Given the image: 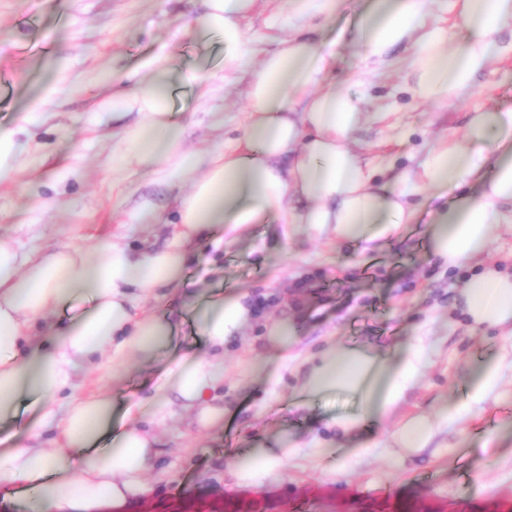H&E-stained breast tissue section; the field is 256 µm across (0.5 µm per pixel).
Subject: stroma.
<instances>
[{"mask_svg": "<svg viewBox=\"0 0 512 512\" xmlns=\"http://www.w3.org/2000/svg\"><path fill=\"white\" fill-rule=\"evenodd\" d=\"M370 0H337L336 12L313 38L336 40L331 74L352 86L358 72L350 34ZM204 0H0V130L15 141L14 169L0 178V236L23 252L48 246H94L123 237L130 248L164 247L174 201L192 177L163 181L155 162L113 153L114 134L138 119L112 110L113 77H142L144 64L166 48L171 98L185 131L181 148L222 147L242 118L237 94L198 101L178 83L183 72L218 70L220 33L198 27ZM411 49L394 47L364 92L368 117L357 143L381 179L416 167L444 137L462 139L471 112L512 107V57L476 79L472 94L446 105L417 102L407 66ZM429 215L408 225L390 247L372 253L331 235L300 228L252 225L225 246L223 258L194 249L183 287L166 294L173 329L151 359L128 354L121 380L112 371L79 370L76 395L111 388L112 423L127 409L160 438L168 478L137 512H512V383L481 415L448 424L441 416L458 401L470 366L498 354L494 333L473 331L454 306L473 267L447 270L429 257ZM304 277L310 299L298 324L299 341L273 344L268 325L288 316V298ZM245 295L264 316L224 345V421L198 430L190 414L163 409L170 368L208 346L184 304V290ZM421 342V375L388 420L373 432L374 447H333L326 424L354 410L344 393L297 400L305 361L326 346L389 349ZM436 430L427 448L391 446L392 433L412 417ZM260 448H285L281 477L260 487L232 484L242 458Z\"/></svg>", "mask_w": 512, "mask_h": 512, "instance_id": "stroma-1", "label": "stroma"}]
</instances>
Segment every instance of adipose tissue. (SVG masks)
<instances>
[{
    "label": "adipose tissue",
    "instance_id": "ef3b65f1",
    "mask_svg": "<svg viewBox=\"0 0 512 512\" xmlns=\"http://www.w3.org/2000/svg\"><path fill=\"white\" fill-rule=\"evenodd\" d=\"M435 2L375 0L360 15L352 45L368 68L383 63L396 45L415 42L423 59L413 92L422 102L442 104L470 93L477 74L512 55V43L499 41L512 26V0H452L460 30L453 45ZM258 3L205 0L203 24L223 34L224 65L208 77L191 72L182 79L207 95L240 89L247 102L240 132L222 149L180 151L183 129L170 107L166 52L154 56L148 75L112 98L113 107L138 108V122L119 138L123 153L163 159L167 179L196 176L178 203L165 248L134 253L111 238L90 250L72 245L22 256L0 237V416L14 415L26 398L38 410L23 438L0 451V504L23 500L30 512H130L153 495L157 435L133 424L114 432L108 447H96L112 418L109 390L71 397L63 406L57 398L75 370L115 364L126 352L149 356L169 336L166 315L138 310L154 290L179 281L188 245L206 242L220 250L251 225L292 224L379 249L412 223L417 195L450 187L456 196L434 208L428 237L432 257L452 269L479 261L512 214V109L473 113L463 139L442 142L419 172L379 183L354 141L367 117L363 101L327 81L335 52L305 34L311 20L335 11L336 0H288L287 8L274 9L270 24L282 35L265 53L242 25ZM76 298L85 310L61 318ZM462 299L472 329L497 330L512 342V272L484 267L466 283ZM185 304L215 353L184 359L170 400L194 411L197 426L207 430L224 417L222 348L246 325L250 310L242 296L203 289L187 294ZM420 371L417 344L335 348L312 363L304 388L313 397L335 391L359 397L355 411L333 421L346 440L382 424ZM508 373L512 351L473 369L467 396L449 409V420L482 410Z\"/></svg>",
    "mask_w": 512,
    "mask_h": 512
}]
</instances>
